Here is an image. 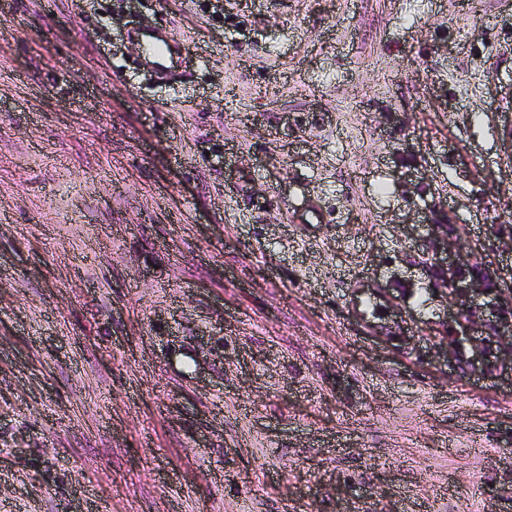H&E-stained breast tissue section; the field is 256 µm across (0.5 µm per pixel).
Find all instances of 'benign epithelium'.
<instances>
[{"mask_svg": "<svg viewBox=\"0 0 512 512\" xmlns=\"http://www.w3.org/2000/svg\"><path fill=\"white\" fill-rule=\"evenodd\" d=\"M430 236L422 264L440 281L452 309L443 332L450 340L449 353L469 341L473 354L466 363L471 370L512 375V268L486 260L476 268L464 267L461 242L450 224L432 228Z\"/></svg>", "mask_w": 512, "mask_h": 512, "instance_id": "1", "label": "benign epithelium"}]
</instances>
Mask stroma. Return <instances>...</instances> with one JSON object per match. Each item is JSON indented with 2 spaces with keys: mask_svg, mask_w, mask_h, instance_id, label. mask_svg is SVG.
Masks as SVG:
<instances>
[{
  "mask_svg": "<svg viewBox=\"0 0 512 512\" xmlns=\"http://www.w3.org/2000/svg\"><path fill=\"white\" fill-rule=\"evenodd\" d=\"M0 204V512H512V0H0ZM141 44L142 60L147 67L161 78L175 79L181 68V48L162 30H146L136 34ZM430 236L422 264L446 290L453 311L442 334L450 339L447 356L448 348L456 356L463 341L472 342L473 354L466 359L471 370L510 374L512 386V267L504 270L482 258L477 268L464 267L451 224L435 226ZM479 332L484 336L474 337Z\"/></svg>",
  "mask_w": 512,
  "mask_h": 512,
  "instance_id": "1",
  "label": "stroma"
}]
</instances>
